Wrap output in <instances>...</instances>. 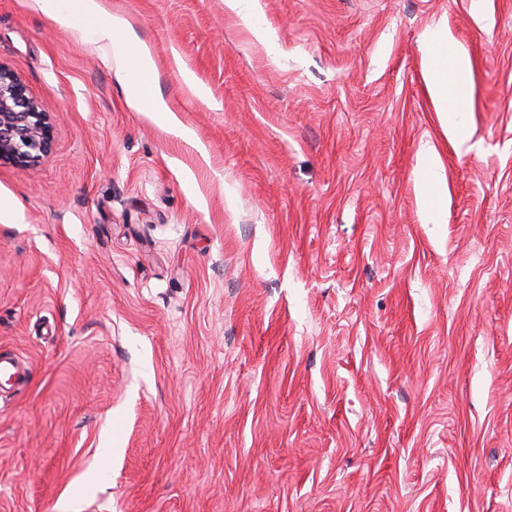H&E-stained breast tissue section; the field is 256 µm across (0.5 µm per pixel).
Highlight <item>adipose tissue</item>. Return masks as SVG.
Segmentation results:
<instances>
[{"label":"adipose tissue","instance_id":"ef3b65f1","mask_svg":"<svg viewBox=\"0 0 512 512\" xmlns=\"http://www.w3.org/2000/svg\"><path fill=\"white\" fill-rule=\"evenodd\" d=\"M41 12L61 28H75L89 39L104 45L128 85V99L139 112L159 114L167 131L189 139L193 133L185 127L160 97L147 95L143 80L152 79L156 65L151 52L142 46L131 23L119 15L106 14L101 0H35ZM420 49L423 53L424 78L429 96L442 116V127L449 138L465 142L464 122L471 108L468 76L470 60L453 48L447 29L426 33ZM418 193L429 223L440 224L445 218L444 201L448 187L443 165L433 143L422 142L419 149Z\"/></svg>","mask_w":512,"mask_h":512}]
</instances>
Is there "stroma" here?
<instances>
[{"label": "stroma", "instance_id": "1", "mask_svg": "<svg viewBox=\"0 0 512 512\" xmlns=\"http://www.w3.org/2000/svg\"><path fill=\"white\" fill-rule=\"evenodd\" d=\"M261 4L273 48L224 0H103L190 143L0 0V62L56 116L38 166L0 165V350L31 371L0 512H512V0ZM436 25L471 61L461 145ZM452 45L448 29L438 28L423 36L420 49L427 90L442 116L443 130L449 138L464 143L467 138L464 116L471 108L468 84L471 64ZM420 171L418 193L430 224H443L448 187L438 152L430 141L422 142L419 149Z\"/></svg>", "mask_w": 512, "mask_h": 512}]
</instances>
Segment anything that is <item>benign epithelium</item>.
Wrapping results in <instances>:
<instances>
[{
  "label": "benign epithelium",
  "instance_id": "obj_1",
  "mask_svg": "<svg viewBox=\"0 0 512 512\" xmlns=\"http://www.w3.org/2000/svg\"><path fill=\"white\" fill-rule=\"evenodd\" d=\"M53 144V121L22 79L0 64V164L39 165Z\"/></svg>",
  "mask_w": 512,
  "mask_h": 512
}]
</instances>
